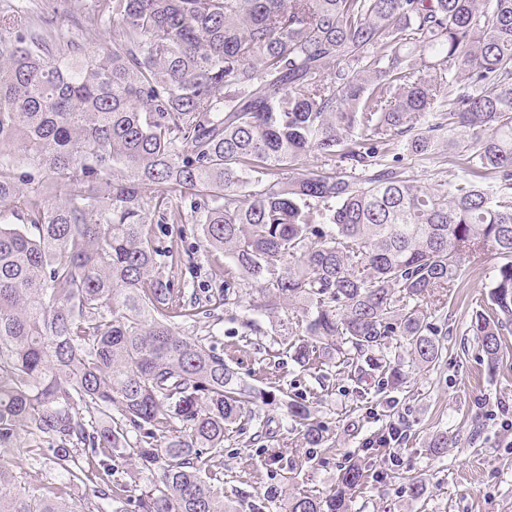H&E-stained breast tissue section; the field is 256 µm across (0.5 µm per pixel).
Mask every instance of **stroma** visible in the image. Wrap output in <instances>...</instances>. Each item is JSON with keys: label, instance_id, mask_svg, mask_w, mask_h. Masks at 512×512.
Listing matches in <instances>:
<instances>
[{"label": "stroma", "instance_id": "obj_1", "mask_svg": "<svg viewBox=\"0 0 512 512\" xmlns=\"http://www.w3.org/2000/svg\"><path fill=\"white\" fill-rule=\"evenodd\" d=\"M154 232L161 241L178 244L181 286L206 296L230 279V259L207 249L196 225L168 222L155 225ZM496 265L490 255L476 259L444 302L423 304L442 359L433 367L406 366L399 391L380 388L374 378L356 381L341 368L298 366L284 343L301 333V310L261 319L263 336L242 338L239 319L254 290L247 283L238 287V303L181 324L182 335H212L247 386L275 396L257 407L270 435L267 445L256 443L251 424L232 426L224 436L225 502L238 512H250L254 504L277 512L264 500L268 492L325 496L341 469L357 459L371 477L354 492L352 512H512V327L503 331L492 366L470 329L476 311L485 308ZM299 398L323 426L328 447H309L297 430L288 404ZM393 424L402 431L400 439L377 446ZM439 431L448 435L443 454L428 448ZM413 479L427 486L415 501L407 490Z\"/></svg>", "mask_w": 512, "mask_h": 512}]
</instances>
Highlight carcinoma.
<instances>
[{
  "instance_id": "1",
  "label": "carcinoma",
  "mask_w": 512,
  "mask_h": 512,
  "mask_svg": "<svg viewBox=\"0 0 512 512\" xmlns=\"http://www.w3.org/2000/svg\"><path fill=\"white\" fill-rule=\"evenodd\" d=\"M86 23L112 34L81 43L0 7V512H237L224 431L268 394L178 331L201 298L175 287L150 213L201 225L260 285L254 316L304 310L296 364L392 389L393 338L436 365L420 303L491 252L492 314L472 328L495 362L512 324V0H96ZM447 149L463 174L435 188L400 165ZM290 413L326 443L309 405ZM46 470L64 482L30 480ZM365 480L353 462L284 512H349Z\"/></svg>"
}]
</instances>
